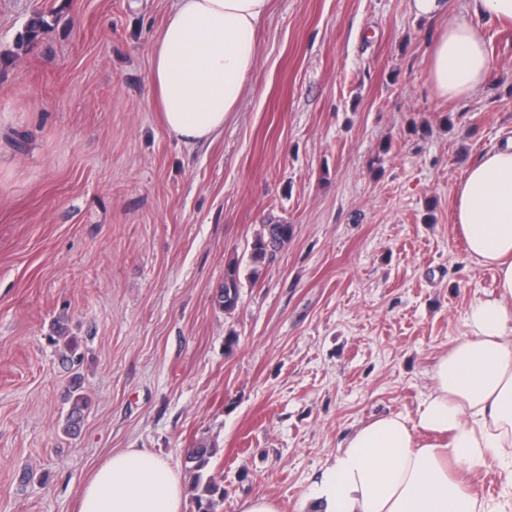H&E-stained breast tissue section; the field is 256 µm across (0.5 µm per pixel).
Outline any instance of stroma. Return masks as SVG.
<instances>
[{"label": "stroma", "mask_w": 512, "mask_h": 512, "mask_svg": "<svg viewBox=\"0 0 512 512\" xmlns=\"http://www.w3.org/2000/svg\"><path fill=\"white\" fill-rule=\"evenodd\" d=\"M171 5L0 0V512H76L112 451L181 470L199 441L216 512H300L358 426L415 414L495 289L454 188L512 136V22L486 21L493 71L448 100L427 70L441 21L410 0H272L238 111L187 145L148 82ZM36 13L47 31L18 46ZM276 222L292 238L252 266ZM73 386L89 407L70 435ZM241 271L238 263H230L224 271V286L216 298L218 307L224 314L234 313L240 300Z\"/></svg>", "instance_id": "stroma-1"}]
</instances>
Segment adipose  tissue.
<instances>
[{
	"instance_id": "ef3b65f1",
	"label": "adipose tissue",
	"mask_w": 512,
	"mask_h": 512,
	"mask_svg": "<svg viewBox=\"0 0 512 512\" xmlns=\"http://www.w3.org/2000/svg\"><path fill=\"white\" fill-rule=\"evenodd\" d=\"M271 0H173L154 38L150 96L166 130L187 145L211 140L239 105L258 59L257 32ZM416 15L443 16L429 51L439 96L466 99L492 61L482 18L512 20V0H471L470 18L446 0H411ZM455 229L496 291L473 302L468 333L441 354L414 415L385 414L357 429L313 483L311 512H512V141L482 152L454 189ZM495 463L498 496L468 476ZM182 476L145 448L103 460L77 512H181Z\"/></svg>"
}]
</instances>
